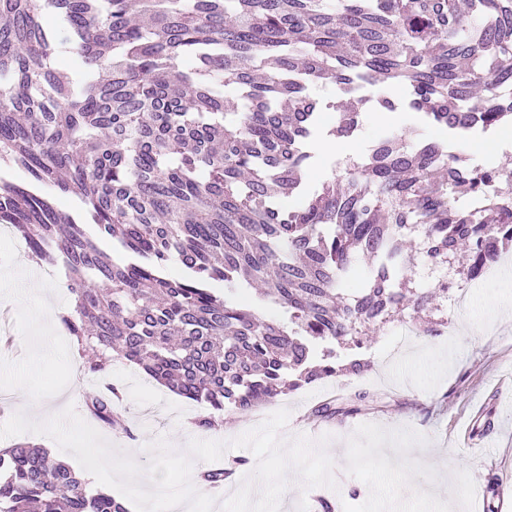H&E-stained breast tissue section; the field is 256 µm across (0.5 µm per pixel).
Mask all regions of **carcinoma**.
I'll return each mask as SVG.
<instances>
[{
  "instance_id": "carcinoma-1",
  "label": "carcinoma",
  "mask_w": 512,
  "mask_h": 512,
  "mask_svg": "<svg viewBox=\"0 0 512 512\" xmlns=\"http://www.w3.org/2000/svg\"><path fill=\"white\" fill-rule=\"evenodd\" d=\"M355 83L391 113L387 89L403 87L415 123L311 187L309 143L353 136L367 102L349 95L328 127L324 89ZM429 126L512 128V0H0V224L64 263L60 320L92 351L90 376L125 360L216 413L248 412L361 373L369 330L407 307L438 336L447 320L406 273L408 231L430 264L468 244L456 273L472 279L512 242V168L448 154ZM460 187L476 206L456 207ZM119 398L83 405L110 427ZM367 398L309 416L344 421ZM0 512L129 510L19 443L0 452Z\"/></svg>"
}]
</instances>
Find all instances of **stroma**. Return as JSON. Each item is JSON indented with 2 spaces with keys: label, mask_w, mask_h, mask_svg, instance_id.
Segmentation results:
<instances>
[{
  "label": "stroma",
  "mask_w": 512,
  "mask_h": 512,
  "mask_svg": "<svg viewBox=\"0 0 512 512\" xmlns=\"http://www.w3.org/2000/svg\"><path fill=\"white\" fill-rule=\"evenodd\" d=\"M63 264L36 261L29 249L0 240V304L12 311L10 328L17 347L0 354V393L13 394L25 383L41 393L40 418L73 406L83 413L75 391L72 364L77 356L70 336L59 335V323L37 328L45 306L67 310L71 296L65 288ZM512 308V270L473 289L470 302L454 306L450 297L436 298L446 317L459 330L456 342L447 337L416 338L395 363L385 361V349L402 328V321L385 324L374 341L360 351L369 369L345 380L328 379L306 385L279 400L290 410L282 441L304 434L331 435V457L338 490L316 487L302 491L291 482L280 512H298L300 498L335 500V512H448L449 500L461 499V512H484L489 477L512 486V318L494 316L489 298ZM140 370L113 362L108 379L123 388L120 409L128 434L104 427L101 435L119 448L139 451L147 464L149 443L166 438L170 447H187L189 439L174 430L175 421L208 413L206 405L189 401L166 387L144 392ZM354 392L382 395L380 408L342 423L307 419L306 409L324 397ZM484 415L476 425L483 436L479 449L465 446L461 426L475 405ZM358 498H349V489Z\"/></svg>",
  "instance_id": "obj_1"
}]
</instances>
